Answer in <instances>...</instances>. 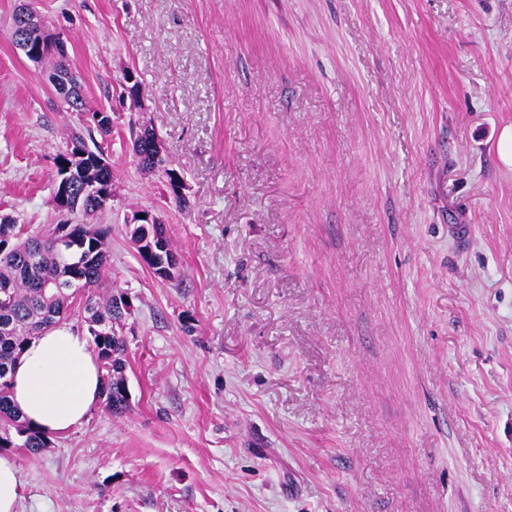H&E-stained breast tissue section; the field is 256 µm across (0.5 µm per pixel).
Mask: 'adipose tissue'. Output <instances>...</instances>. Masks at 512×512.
Here are the masks:
<instances>
[{"instance_id": "1", "label": "adipose tissue", "mask_w": 512, "mask_h": 512, "mask_svg": "<svg viewBox=\"0 0 512 512\" xmlns=\"http://www.w3.org/2000/svg\"><path fill=\"white\" fill-rule=\"evenodd\" d=\"M100 391L98 360L82 334L68 324L31 339L13 375L15 405L47 433L65 434L81 425Z\"/></svg>"}]
</instances>
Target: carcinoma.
Listing matches in <instances>:
<instances>
[{
  "label": "carcinoma",
  "mask_w": 512,
  "mask_h": 512,
  "mask_svg": "<svg viewBox=\"0 0 512 512\" xmlns=\"http://www.w3.org/2000/svg\"><path fill=\"white\" fill-rule=\"evenodd\" d=\"M26 40H14L21 51L36 49L39 42L55 40L61 49L49 56L53 61L52 76L72 84V100L66 102L75 112L88 109L82 87L76 78L60 34L46 31L40 20L25 26ZM88 132L103 138L112 132V115L108 112L87 113ZM134 155L138 165L151 171L161 170L170 177V169L152 148L156 133L147 125L130 129ZM101 152L97 143H88L74 134L66 151L56 160L75 168L70 185L73 196L69 214L91 215L105 209L102 194L112 190V169L100 168L91 157ZM97 187L94 197L82 194L84 185ZM108 231L97 224H74L65 220L46 234L30 233L8 216H0V448H26L33 454L49 447L48 437L27 423L10 400V373L26 343L50 327L68 322L72 304L79 290H86L83 302L84 322L92 347L103 371L102 395L114 415L129 407L123 352L124 339L118 334L128 305L110 295L97 299V291L105 281L109 262ZM149 238L158 259L176 256L165 225L138 224L131 239L139 243Z\"/></svg>",
  "instance_id": "carcinoma-1"
}]
</instances>
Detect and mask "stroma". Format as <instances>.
<instances>
[{
    "label": "stroma",
    "instance_id": "stroma-1",
    "mask_svg": "<svg viewBox=\"0 0 512 512\" xmlns=\"http://www.w3.org/2000/svg\"><path fill=\"white\" fill-rule=\"evenodd\" d=\"M18 3L0 214L44 233L86 127L13 44ZM29 3L112 115L92 221L131 308L128 410L15 449L19 512H512V0ZM144 211L174 278L131 241ZM130 134L133 143L134 155L137 158L138 165L142 169L148 171L155 168H157V170L161 169L166 177L170 193L176 197V202L181 204L184 199L179 195L176 186L170 181V171H174L171 174L174 177L175 182L182 185V181L175 169H169L162 165L165 160H163L162 157H158V152L152 148L156 136L154 130L149 128L148 125H140L139 127H132L130 129ZM142 214L144 215V218H140L138 216L135 221L145 222H142L141 224H136V227L133 228L131 233L132 241L135 244H138L144 238L149 237V241L152 242L155 246V250L158 253V259L160 261H162L164 257L165 260L168 262L170 255L177 260V254L175 253L171 241L167 236L165 225L162 224L157 219L155 220L154 224H151L155 217H153L148 212H144Z\"/></svg>",
    "mask_w": 512,
    "mask_h": 512
}]
</instances>
